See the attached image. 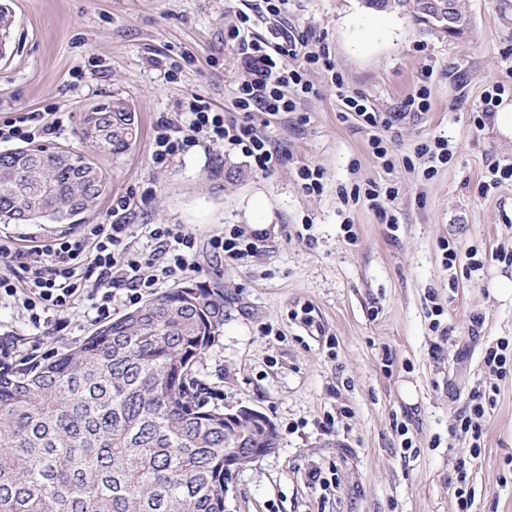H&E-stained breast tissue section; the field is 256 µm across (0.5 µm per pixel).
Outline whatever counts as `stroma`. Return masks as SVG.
Wrapping results in <instances>:
<instances>
[{"label":"stroma","mask_w":512,"mask_h":512,"mask_svg":"<svg viewBox=\"0 0 512 512\" xmlns=\"http://www.w3.org/2000/svg\"><path fill=\"white\" fill-rule=\"evenodd\" d=\"M14 44L0 60V124L55 113L63 130L51 146H79L85 110L121 98L138 114L137 142L99 157L110 186L89 224L112 223V199L151 189L124 221L134 249L152 252L158 224L197 238L192 281L224 290V327L196 370L215 403L245 406L274 424L277 449L240 469L226 512H455L450 479L469 458L470 512H512V375L497 380L481 359L512 339V135L498 124L512 102V0H468L466 38L425 30L411 13H376L361 0H288L284 13L253 27L307 34L328 48L330 66L288 59L313 87L297 111L269 118L264 133L288 155L264 173L240 153L192 151L159 166L151 142L160 118H178L201 94L217 112L234 110L241 59L225 35L252 0H10ZM501 95H494L495 86ZM428 107L410 100L420 87ZM362 96L392 127L366 125L341 90ZM495 109L474 119L486 101ZM390 140L389 160L372 138ZM447 138L453 155L427 174L420 144ZM239 179H208L214 157ZM324 174L307 194L300 167ZM376 185L397 190L384 210L343 193ZM395 223H388V216ZM262 236L243 259L213 256L211 235ZM77 224H1L0 237L30 247ZM476 252L481 269H446L444 241ZM443 310L432 318L433 307ZM99 325L90 296L56 326L35 325L18 301H0V364L21 367L71 346ZM494 402L481 453L452 434L473 387ZM413 387L414 399L404 390ZM411 440L404 449L403 440ZM320 471L324 486L312 484Z\"/></svg>","instance_id":"stroma-1"}]
</instances>
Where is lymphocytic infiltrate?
Masks as SVG:
<instances>
[{
    "label": "lymphocytic infiltrate",
    "mask_w": 512,
    "mask_h": 512,
    "mask_svg": "<svg viewBox=\"0 0 512 512\" xmlns=\"http://www.w3.org/2000/svg\"><path fill=\"white\" fill-rule=\"evenodd\" d=\"M240 56L245 72L237 87L238 116L226 117L213 111L200 94H191L188 120L183 124L159 120L152 142L155 164L194 148L212 150L231 147L249 158L255 168L270 172L282 165L286 155L274 147L261 133L257 118L275 116L295 109L286 90L297 86L302 93L310 87L303 83L299 70L277 64V57L303 56L306 63L328 60L325 48L310 49V39L288 30H280L275 41L255 38L251 17L239 15L238 23L229 34ZM166 257L161 272L167 276L199 272L195 260L196 236L184 227L157 225L152 231ZM128 227L124 224H88L81 235H67L39 246L28 253L0 239V297L21 300L32 313L33 321L43 314H60L71 308L87 285H95L101 296L96 317L112 316V289L124 286L130 290L150 288L155 284L147 268L153 267V256L131 249L127 242Z\"/></svg>",
    "instance_id": "f902f5d3"
}]
</instances>
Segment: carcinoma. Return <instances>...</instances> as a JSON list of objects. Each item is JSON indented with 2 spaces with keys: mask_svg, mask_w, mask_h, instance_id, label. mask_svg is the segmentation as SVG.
<instances>
[{
  "mask_svg": "<svg viewBox=\"0 0 512 512\" xmlns=\"http://www.w3.org/2000/svg\"><path fill=\"white\" fill-rule=\"evenodd\" d=\"M411 11L444 32L432 0H364ZM138 116L115 99L83 113L82 148L0 153V222L73 224L110 176L95 154L136 140ZM224 326V290L185 282L70 348L0 369V512H224V452L277 447L258 422L224 441V407L195 365Z\"/></svg>",
  "mask_w": 512,
  "mask_h": 512,
  "instance_id": "carcinoma-1",
  "label": "carcinoma"
}]
</instances>
